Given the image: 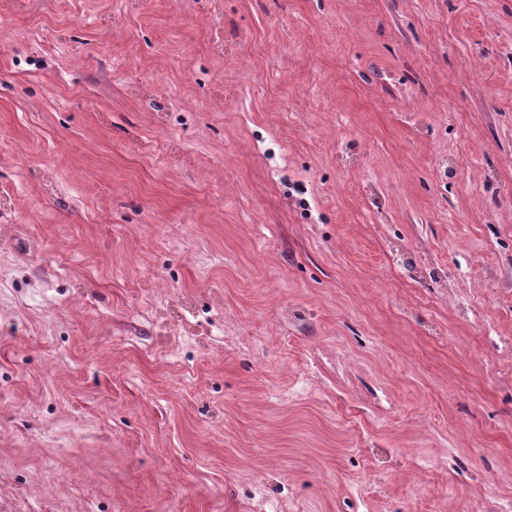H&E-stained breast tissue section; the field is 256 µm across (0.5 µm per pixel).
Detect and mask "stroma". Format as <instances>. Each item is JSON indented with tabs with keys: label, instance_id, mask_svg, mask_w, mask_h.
<instances>
[{
	"label": "stroma",
	"instance_id": "1",
	"mask_svg": "<svg viewBox=\"0 0 512 512\" xmlns=\"http://www.w3.org/2000/svg\"><path fill=\"white\" fill-rule=\"evenodd\" d=\"M0 27V512H512V0Z\"/></svg>",
	"mask_w": 512,
	"mask_h": 512
}]
</instances>
